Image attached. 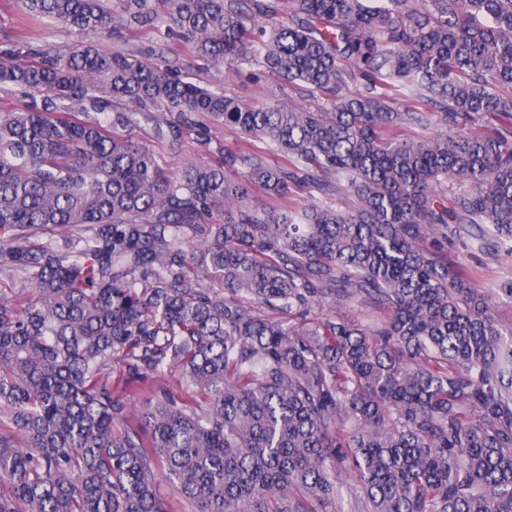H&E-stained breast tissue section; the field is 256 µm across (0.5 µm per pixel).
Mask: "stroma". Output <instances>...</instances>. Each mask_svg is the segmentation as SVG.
<instances>
[{"mask_svg": "<svg viewBox=\"0 0 512 512\" xmlns=\"http://www.w3.org/2000/svg\"><path fill=\"white\" fill-rule=\"evenodd\" d=\"M169 26V17L162 12L150 25L117 23L105 30L79 31L47 17L34 18L27 0H0V56L8 54L17 62L28 63L69 54L80 44L93 45L162 63L185 80L252 105L280 102L313 109L320 103V95L255 73L253 68L217 63L198 55L191 44L177 41ZM201 123L202 131L189 130L175 139L160 137L155 133L154 113L139 112L133 114L125 132L149 147L168 172L177 173L190 162L220 163L225 150L237 149L241 143L239 131L206 117ZM449 257L464 262L478 287H485L491 279L512 281V257L505 254L460 244ZM112 387L126 397L123 426L133 431L140 429V408L154 390L164 388L180 395L186 389L179 368H170L159 377L148 372L130 373L120 363L112 367Z\"/></svg>", "mask_w": 512, "mask_h": 512, "instance_id": "obj_1", "label": "stroma"}]
</instances>
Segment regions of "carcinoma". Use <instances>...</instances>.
<instances>
[{
    "label": "carcinoma",
    "mask_w": 512,
    "mask_h": 512,
    "mask_svg": "<svg viewBox=\"0 0 512 512\" xmlns=\"http://www.w3.org/2000/svg\"><path fill=\"white\" fill-rule=\"evenodd\" d=\"M161 2L200 55L324 105L253 106L92 45L0 58V83L48 94L0 113V512H168L159 467L192 512H340L339 470L357 512H512V326L448 265L464 234L512 254V0ZM29 3L83 31L113 21L104 0ZM108 98L178 113L174 138L205 116L247 139L174 175L117 131L127 117L61 111ZM433 115L432 139L390 135ZM252 184L349 205L259 206ZM47 227L83 234L61 252ZM351 303L373 321L340 316ZM114 363L178 367L198 402L162 390L149 441L118 431Z\"/></svg>",
    "instance_id": "obj_1"
}]
</instances>
